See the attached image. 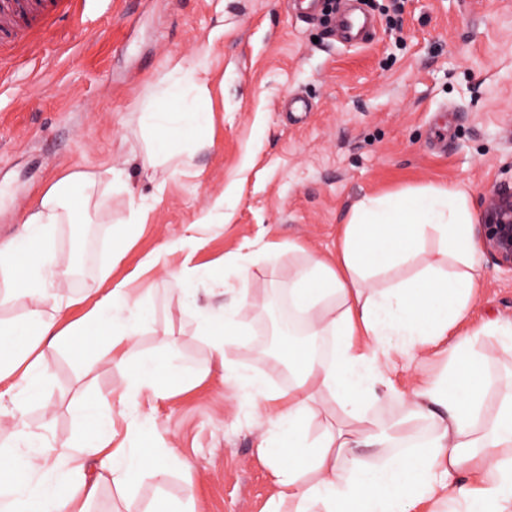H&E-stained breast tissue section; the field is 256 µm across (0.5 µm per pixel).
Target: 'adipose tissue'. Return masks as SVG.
Returning a JSON list of instances; mask_svg holds the SVG:
<instances>
[{
    "label": "adipose tissue",
    "mask_w": 512,
    "mask_h": 512,
    "mask_svg": "<svg viewBox=\"0 0 512 512\" xmlns=\"http://www.w3.org/2000/svg\"><path fill=\"white\" fill-rule=\"evenodd\" d=\"M202 68L199 59L177 63L170 84L140 113L145 175L173 156L212 147ZM94 183L93 174L70 175L40 199L18 235L0 243V301L25 311L24 322L11 330L16 343L0 351V400L14 407L26 405L38 387L48 353L71 338L99 342L84 357V368L122 365L145 326L135 276L116 281L108 269L81 318L59 323L66 305L58 296L62 274L54 229L74 220L66 203L73 188ZM473 222L466 194L450 184L361 198L343 226L337 258L307 255L289 279V312L303 334L332 339L334 348L320 358L285 342L280 358L287 388L239 370L223 340L213 336L218 325L245 335L240 316L258 308L257 299L244 295L237 305L202 316L199 333L212 337L216 366L248 394L265 426L257 451L270 458L269 512H417L426 501L454 504L457 512H512V381L492 386L484 353L490 345L512 349V321L490 322L468 335L455 332L479 287ZM430 238L438 243L433 253L422 248ZM409 264L418 267L415 277L398 279V270ZM371 348L447 356L441 380L404 398L407 420L425 422L428 429L422 445L406 448L395 426L355 431L367 420L369 400L396 392L383 367L371 365ZM174 364L167 353L142 360L121 401L136 403L145 391L169 397L163 379ZM330 403L339 412L336 421L310 436L306 420ZM77 408L83 426L56 445L16 426L15 449L0 450V512H86L107 482L124 490L125 512H144L128 491L133 474L147 471L162 481L189 472L171 450L140 443L147 419L129 415L118 441L108 400L81 401ZM284 444L285 454L279 451ZM36 457L47 459L48 467L34 468ZM86 457L98 461L95 479L83 472Z\"/></svg>",
    "instance_id": "ef3b65f1"
}]
</instances>
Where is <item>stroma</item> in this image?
<instances>
[{
	"label": "stroma",
	"mask_w": 512,
	"mask_h": 512,
	"mask_svg": "<svg viewBox=\"0 0 512 512\" xmlns=\"http://www.w3.org/2000/svg\"><path fill=\"white\" fill-rule=\"evenodd\" d=\"M376 21L362 46L337 42L328 23L335 0H321L309 21L287 0H95L85 28L53 19L32 51H12L0 35V242L11 239L41 197L77 172L114 166L125 186L102 179L88 202L96 257L83 283L64 280L66 320L85 309V289L137 273L148 322L137 356L176 348L209 375L171 376L172 397L143 394L149 443L191 465L190 477L157 484L143 475L134 490L145 508L162 498L195 512H266L273 476L257 453L263 428L250 402L214 367L210 339L198 335V310L236 304L242 290L265 302L288 298V270L307 252L335 253L352 206L366 195L428 184L464 191L474 217L489 195L512 184V0H365ZM207 51L203 76L213 113L210 150L178 158L179 174L142 173L138 116L178 62ZM300 96L307 116L282 109ZM145 223L132 225L134 208ZM208 219L196 242L167 255L169 269L208 267L216 281H195L188 307L173 281L140 273L144 258ZM133 237L112 260V233ZM480 287L462 330L512 320V277L482 258ZM268 313L243 314L247 348L226 352L247 372L281 386L260 352ZM22 408L0 415V444L16 421L64 441L81 423L77 400L128 385L133 366L84 372L66 349ZM444 356H389L386 372L404 391L442 374Z\"/></svg>",
	"instance_id": "35a3bbf8"
}]
</instances>
